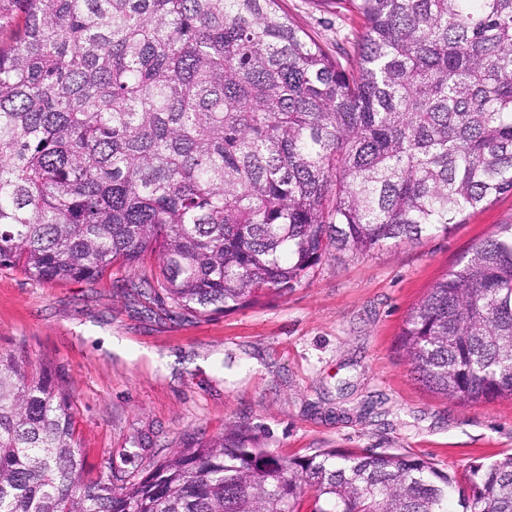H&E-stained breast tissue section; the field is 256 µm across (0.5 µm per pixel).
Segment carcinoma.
I'll use <instances>...</instances> for the list:
<instances>
[{
  "label": "carcinoma",
  "mask_w": 512,
  "mask_h": 512,
  "mask_svg": "<svg viewBox=\"0 0 512 512\" xmlns=\"http://www.w3.org/2000/svg\"><path fill=\"white\" fill-rule=\"evenodd\" d=\"M333 55L278 0H0V266L41 282L155 260L201 316L334 248L446 235L512 192V0H348ZM421 381L512 399V224L409 313ZM405 453L286 458L247 428L87 471L69 390L0 352V512H512V454L463 485Z\"/></svg>",
  "instance_id": "obj_1"
}]
</instances>
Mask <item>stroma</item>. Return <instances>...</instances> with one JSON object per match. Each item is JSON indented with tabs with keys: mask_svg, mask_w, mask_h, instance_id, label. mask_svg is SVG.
<instances>
[{
	"mask_svg": "<svg viewBox=\"0 0 512 512\" xmlns=\"http://www.w3.org/2000/svg\"><path fill=\"white\" fill-rule=\"evenodd\" d=\"M279 6L326 50H352L361 20L345 0ZM507 222L509 192L466 211L448 235L331 252L268 303L210 317L144 295L150 259L93 283L0 267V351L61 377L78 446L98 468L125 448L157 461L232 423L286 457L408 453L457 477L512 453V400L463 404L428 390L400 336L434 282Z\"/></svg>",
	"mask_w": 512,
	"mask_h": 512,
	"instance_id": "stroma-1",
	"label": "stroma"
}]
</instances>
